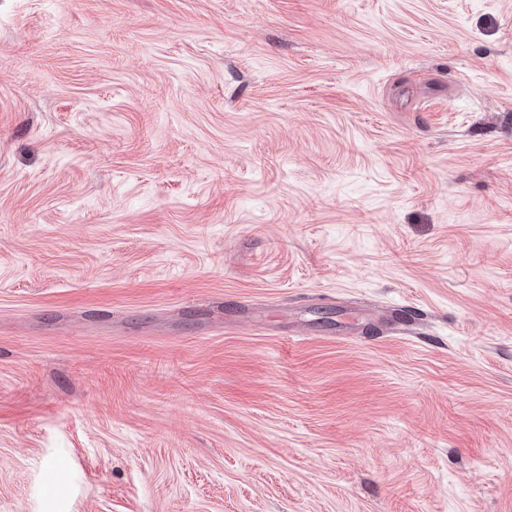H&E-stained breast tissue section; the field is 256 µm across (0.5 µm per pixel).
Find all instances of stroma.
<instances>
[{"mask_svg":"<svg viewBox=\"0 0 512 512\" xmlns=\"http://www.w3.org/2000/svg\"><path fill=\"white\" fill-rule=\"evenodd\" d=\"M0 512H512V0H0Z\"/></svg>","mask_w":512,"mask_h":512,"instance_id":"obj_1","label":"stroma"}]
</instances>
